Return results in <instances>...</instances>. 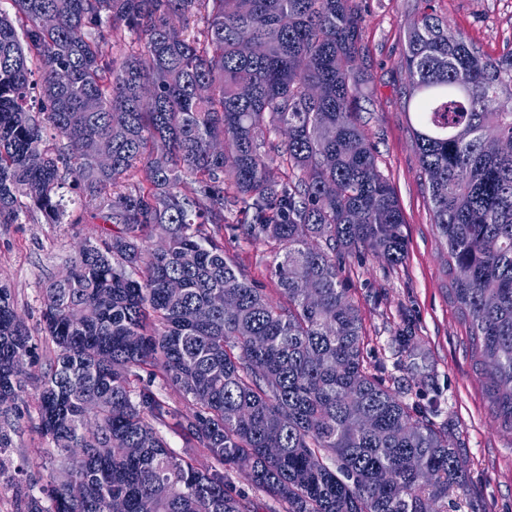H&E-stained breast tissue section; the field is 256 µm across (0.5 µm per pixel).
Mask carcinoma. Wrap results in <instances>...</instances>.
Segmentation results:
<instances>
[{"mask_svg": "<svg viewBox=\"0 0 512 512\" xmlns=\"http://www.w3.org/2000/svg\"><path fill=\"white\" fill-rule=\"evenodd\" d=\"M421 2L400 99L448 247V298L512 433V51L487 54ZM10 3L0 224L26 212L62 223L75 170L100 229L69 279L43 288L57 353L37 429L58 476L23 512H253L226 468L285 512H457L464 454L369 370L337 262L405 259L404 215L359 120L354 0ZM192 19L203 29L191 39ZM237 204L240 220L224 224ZM226 228L273 248L277 297L224 252ZM156 236L166 250H146ZM35 349L0 285V476ZM137 368L189 408L134 386ZM163 427L186 436L182 453Z\"/></svg>", "mask_w": 512, "mask_h": 512, "instance_id": "cac0c4a2", "label": "carcinoma"}]
</instances>
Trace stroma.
<instances>
[{"instance_id": "stroma-1", "label": "stroma", "mask_w": 512, "mask_h": 512, "mask_svg": "<svg viewBox=\"0 0 512 512\" xmlns=\"http://www.w3.org/2000/svg\"><path fill=\"white\" fill-rule=\"evenodd\" d=\"M364 22L358 61L363 120L378 151V166L398 195L405 225L407 256L397 267L343 257L341 278L358 306L372 369L402 381L407 402L437 398L436 424H448L464 450L469 492L460 512H512V434L489 413L482 379L471 358L460 316L445 295L447 246L435 231L418 161L399 96L406 74L399 61L417 0H357ZM466 37L491 55L512 50V0H433ZM91 218L79 224H41L30 215L0 224V285L10 288L17 314L38 331L42 288L57 277L85 241L95 240ZM224 250L245 275L270 285L272 256L266 245L225 234ZM410 322L414 347L402 350L395 331ZM55 355L39 342L33 371L19 402L21 416L6 455L11 471L0 478V512H20L22 496L51 480L46 445L37 429L39 373Z\"/></svg>"}]
</instances>
